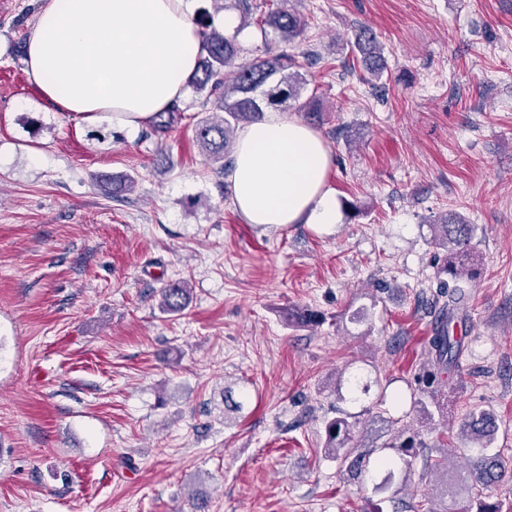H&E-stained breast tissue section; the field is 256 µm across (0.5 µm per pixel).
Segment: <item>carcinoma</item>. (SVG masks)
Listing matches in <instances>:
<instances>
[{
	"instance_id": "1",
	"label": "carcinoma",
	"mask_w": 512,
	"mask_h": 512,
	"mask_svg": "<svg viewBox=\"0 0 512 512\" xmlns=\"http://www.w3.org/2000/svg\"><path fill=\"white\" fill-rule=\"evenodd\" d=\"M264 26L280 32L282 39L293 42L305 30V21L285 10L272 11L261 18ZM205 28L204 54L188 85L204 96L202 106L211 105L213 111L194 124V136L205 160L220 163L224 169L231 163L235 130L242 123H251L288 100H296L307 85L301 72L303 64L299 56L282 52L271 56H255L242 60L244 49L237 37L226 36L212 24L200 22ZM354 48L366 71L376 80L385 71L384 58L378 37L367 26L354 33ZM135 181L130 178L106 183L104 191L115 199L132 191ZM432 239L443 248L445 257L440 273L448 279L440 281L439 294L433 301L435 321L433 335L428 343L429 369L417 377L418 387L411 394V410L420 418L434 421L432 408L438 405L437 387L448 386V374L459 367L463 354V337L452 332L456 322L468 320L469 293L461 280L472 279L473 240L477 227L466 224L453 214H446L429 225ZM161 308L165 312L178 313L185 309L187 288L180 281L161 291ZM323 317L314 310L288 313V324L294 327L314 328ZM358 421L352 415L337 411L336 416L324 425V456L336 461L352 478L359 479L368 472L374 450L355 452L349 447L353 430ZM457 438L461 442L462 455L470 460L480 477L472 481L456 467L454 457L443 453L432 457L424 452L427 444L419 433L404 438L395 437L387 443L409 474L413 459L422 456L423 468L438 474L439 483L432 489L427 502H418L409 512H512V502L490 500L485 490L502 478L506 466L501 455L489 450L495 443L493 412L487 409L472 410L459 423ZM377 471L384 473L374 486V492L386 493L395 482V460L383 458Z\"/></svg>"
}]
</instances>
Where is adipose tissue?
<instances>
[{"label":"adipose tissue","mask_w":512,"mask_h":512,"mask_svg":"<svg viewBox=\"0 0 512 512\" xmlns=\"http://www.w3.org/2000/svg\"><path fill=\"white\" fill-rule=\"evenodd\" d=\"M194 0H41L25 66L44 102L138 132L186 95L203 54ZM321 133L269 112L239 134L229 175L245 223L330 226L341 212Z\"/></svg>","instance_id":"obj_1"}]
</instances>
